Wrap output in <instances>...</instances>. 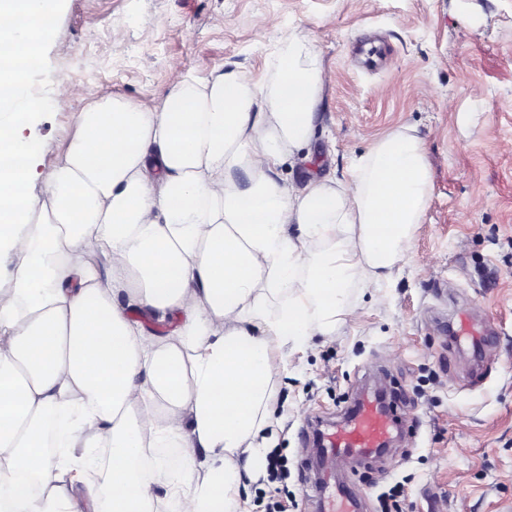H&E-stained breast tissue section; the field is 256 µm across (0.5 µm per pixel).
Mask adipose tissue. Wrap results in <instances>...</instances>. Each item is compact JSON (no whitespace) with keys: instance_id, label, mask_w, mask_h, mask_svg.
<instances>
[{"instance_id":"adipose-tissue-1","label":"adipose tissue","mask_w":512,"mask_h":512,"mask_svg":"<svg viewBox=\"0 0 512 512\" xmlns=\"http://www.w3.org/2000/svg\"><path fill=\"white\" fill-rule=\"evenodd\" d=\"M54 14L0 0V512H238V458L275 441L276 351L391 280L430 201L424 144L399 128L344 174L281 179L328 80L292 39L263 86L228 67L151 110L85 108L35 172L18 132Z\"/></svg>"}]
</instances>
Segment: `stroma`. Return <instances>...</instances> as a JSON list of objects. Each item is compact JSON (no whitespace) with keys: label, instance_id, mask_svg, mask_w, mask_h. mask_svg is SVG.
<instances>
[{"label":"stroma","instance_id":"1","mask_svg":"<svg viewBox=\"0 0 512 512\" xmlns=\"http://www.w3.org/2000/svg\"><path fill=\"white\" fill-rule=\"evenodd\" d=\"M291 38L313 43L331 80L282 177L345 172L407 127L432 193L392 281L351 286L354 318L289 352L274 382L285 512H318L313 425L339 424L378 386L403 437L331 471L362 491V512L395 485L400 512H512V0H57L27 81L33 167L60 159L89 100L150 108L228 66L260 85ZM61 82L91 99L59 95Z\"/></svg>","mask_w":512,"mask_h":512}]
</instances>
